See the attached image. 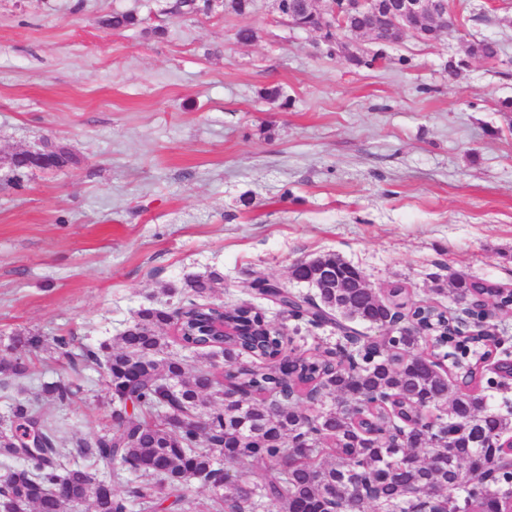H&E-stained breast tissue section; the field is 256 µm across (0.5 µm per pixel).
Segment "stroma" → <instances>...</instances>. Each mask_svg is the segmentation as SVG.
Masks as SVG:
<instances>
[{
  "instance_id": "stroma-1",
  "label": "stroma",
  "mask_w": 512,
  "mask_h": 512,
  "mask_svg": "<svg viewBox=\"0 0 512 512\" xmlns=\"http://www.w3.org/2000/svg\"><path fill=\"white\" fill-rule=\"evenodd\" d=\"M175 3L0 0V357L44 339L30 375L0 374V421L38 404L71 452L112 406L99 366L72 372L54 337L98 347L194 275L288 333L251 283L309 293L291 270L326 253L415 302L448 303L453 272L512 286V0H449L452 39L351 36L358 66L275 0L243 18ZM123 13L137 24L106 26ZM482 39L497 61L466 58ZM46 145L71 163L12 167ZM60 379L70 404L43 391Z\"/></svg>"
}]
</instances>
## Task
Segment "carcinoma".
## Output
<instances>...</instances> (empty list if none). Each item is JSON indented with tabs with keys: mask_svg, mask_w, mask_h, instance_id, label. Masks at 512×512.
<instances>
[{
	"mask_svg": "<svg viewBox=\"0 0 512 512\" xmlns=\"http://www.w3.org/2000/svg\"><path fill=\"white\" fill-rule=\"evenodd\" d=\"M290 4L282 0L283 14L302 29L319 30L310 6L300 3L290 13ZM457 28L450 14L442 28L423 26L419 38L433 41ZM356 30L374 32L381 44L398 42L381 12L340 13L327 40ZM466 53L495 61L499 48L479 40ZM319 261L337 271L344 287L322 289L316 302L282 297L290 317L322 326L344 307L366 327L390 324L385 336L373 340L344 327L335 345L308 353L267 330L252 305L240 304L225 310L239 335L214 343L194 328L210 312L220 276L193 277L168 289L182 296L176 308L139 310L120 336L96 351L75 353L71 338H53L73 371L88 361L104 369L116 408L112 429L79 446L90 465L68 467L37 406L17 403L13 417L38 430L42 447H17L11 424L0 431V455L25 456L24 466L0 476V501H18L25 512H61L50 493L61 481L75 509L89 501L93 512L135 506L147 512L165 496L173 498L170 506L179 505L192 480L221 473L207 512H267L269 506L275 512H512V470L502 461L507 449L501 443L512 434V406L503 414L479 405V393L492 386L481 367L487 337L453 333L462 317L451 304L410 303L400 284L374 296L342 270L338 256ZM450 282V294L465 296L476 279L455 273ZM177 309L187 316L177 340L219 353L221 375L206 365L188 375L184 360L159 358L168 337L157 329L172 325ZM29 368L21 355L0 358L5 375L24 376ZM44 392L65 405L78 387L59 380ZM114 465L133 476L124 495L95 487L99 471Z\"/></svg>",
	"mask_w": 512,
	"mask_h": 512,
	"instance_id": "obj_1",
	"label": "carcinoma"
}]
</instances>
